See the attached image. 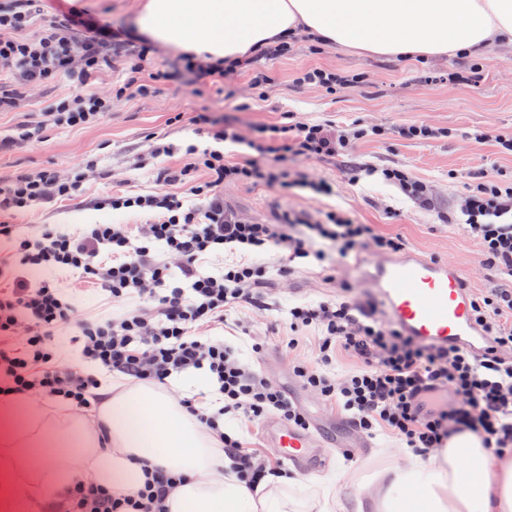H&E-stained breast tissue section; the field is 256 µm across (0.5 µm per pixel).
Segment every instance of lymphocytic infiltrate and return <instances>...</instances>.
I'll return each mask as SVG.
<instances>
[{"label": "lymphocytic infiltrate", "instance_id": "lymphocytic-infiltrate-1", "mask_svg": "<svg viewBox=\"0 0 512 512\" xmlns=\"http://www.w3.org/2000/svg\"><path fill=\"white\" fill-rule=\"evenodd\" d=\"M35 2L0 0V112L21 109L24 90L60 76L73 78L77 91L51 104L45 122L20 125L14 135L1 137L0 152L41 140L49 125L98 123L111 111L112 101L92 86L113 55L131 44L126 33L89 17L72 0H58L59 12L48 27L38 37L24 38L21 32L32 21ZM151 53L145 42L128 53L118 95L147 93L160 80V73L145 68ZM194 122L209 128V146L187 144L183 165L160 168L155 190L117 192L99 201L116 211L152 213L153 223L88 224L77 234L55 224L28 232L0 224V242L10 246L9 258L0 260V397L35 394L87 412L99 400L102 376L164 387L175 378L204 373L219 406L194 396L183 402L223 445L240 480L254 486L277 474L280 464L246 447L242 429L259 425L270 414L304 431L310 422L282 388L255 364L241 360L226 338L214 335L215 326L235 309H266L265 289L273 277L325 263L333 254L349 256L366 242L383 253L400 252L404 243L338 208L318 214L285 210L272 222L256 224L226 207L224 185L266 183L285 195L309 190L332 196V183L309 180L293 168V161L347 155L355 142L381 141L386 132L357 121L340 129L329 122H301L289 114L259 126L247 141L250 155L230 160L224 145L242 140L237 128L216 124L205 112ZM200 170L205 180L195 179ZM365 177L395 188L420 208L433 205L430 186L404 167H353V182ZM85 181L84 170L77 168L64 178L52 168L23 172L0 188V209L26 211L74 200L81 197ZM174 185L185 186L186 196L197 197V204L171 193ZM448 221L480 241L483 264L502 282L470 300L472 321L486 338L481 350L425 342L402 326L384 325L375 305H355L344 294L289 307L285 350L295 351L302 333L316 331L314 362L296 363L293 371L365 437L384 432L425 456L466 429L500 456L512 453V358L503 354L512 349V178L474 173ZM268 252L278 254V267L261 262ZM220 254L226 257L221 272L203 269V259ZM174 267L180 279L171 278ZM56 271L78 274L119 306V314L74 323L73 297L52 280ZM69 327L91 372L65 369L60 360L53 339ZM343 353L359 366L334 374L332 367ZM440 390L448 391L452 402L435 399ZM228 415L239 430L225 428ZM174 487V478L161 470L148 472L143 488L133 495L79 482L67 512H165Z\"/></svg>", "mask_w": 512, "mask_h": 512}]
</instances>
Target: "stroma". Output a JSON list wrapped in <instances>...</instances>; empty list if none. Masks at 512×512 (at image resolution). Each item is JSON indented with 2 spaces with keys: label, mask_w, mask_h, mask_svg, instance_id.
Instances as JSON below:
<instances>
[{
  "label": "stroma",
  "mask_w": 512,
  "mask_h": 512,
  "mask_svg": "<svg viewBox=\"0 0 512 512\" xmlns=\"http://www.w3.org/2000/svg\"><path fill=\"white\" fill-rule=\"evenodd\" d=\"M312 42L298 33L292 53L264 61L270 84L257 89L249 76L240 71L225 72L224 93L198 91L192 75L182 68L179 52L154 45L152 71L163 78L154 82L143 95L113 96L112 90L124 77V59L115 57L111 67L97 77L95 88L111 97L112 110L101 121L82 129L47 127L42 141L20 146L0 154V187L17 174L43 168L69 171L88 168L84 195L73 201L35 208L25 212L0 211V222L37 228L58 224L71 233L86 224H148L152 218L142 211L115 212L96 209L95 200L118 190L140 192L153 189L161 167L181 164L180 148L186 142L207 144L205 130L194 124L201 112L213 119L232 123L242 140L228 143L224 151L229 159L246 155V139L257 126L279 119L281 113L293 114L303 122L329 120L345 126L354 121L393 129L410 123L452 129L453 135L428 142L390 138L387 145L372 141L355 144L351 158H313L301 166L314 181L328 180L336 186L333 197H320L310 191L283 197L265 184L224 186L226 205L254 223H266L275 209L325 210L340 205L363 224L400 235L406 250L458 268L470 292L499 287L481 262V247L459 226L442 222L441 214L453 208L464 194L471 174L501 169L512 172V157L496 153L491 144H477L467 133L475 127L493 126L512 129V46L494 44L484 54L483 77L478 83L468 80L471 61L451 56L428 63L402 64L388 56H357L336 45L322 46L312 53ZM320 66L358 75L357 83L337 94L298 83V73ZM74 85L66 79L32 91L18 112H0V136L9 134L19 123L43 120L44 111L55 100L74 94ZM159 146L171 147V154L155 155ZM376 166L397 165L432 186L435 208L425 211L413 206L396 191L377 180L352 183L349 159ZM378 260L368 247H360L346 258L335 257L329 269H296L289 277L273 279L266 288L269 310L238 309L234 321L225 323L223 334L238 348L240 355L261 368L268 380L283 388L288 398L301 407L312 425H332L343 429L331 448L312 437L314 453L320 458L315 473L304 474L302 484L292 492L299 502H307L320 491L319 482L327 476L339 477L337 493L368 491L372 474L399 463L402 450L387 434L369 439L346 426L335 408L324 403L303 386L293 373L297 360L312 358L317 346L314 332L303 335L298 349L286 354L281 343L287 338L283 324L289 305L328 298L349 286L360 303L386 304L369 279V270ZM262 343L261 353H253V343Z\"/></svg>",
  "instance_id": "obj_1"
}]
</instances>
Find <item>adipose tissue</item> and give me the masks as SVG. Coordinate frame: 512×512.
I'll return each mask as SVG.
<instances>
[{"mask_svg":"<svg viewBox=\"0 0 512 512\" xmlns=\"http://www.w3.org/2000/svg\"><path fill=\"white\" fill-rule=\"evenodd\" d=\"M140 34L211 63L254 56L297 33L357 53L403 61L461 55L477 58L495 41L512 43V0H143ZM96 426L70 420L27 430L39 408L0 403V506L27 512L17 495L27 480L48 502L61 501L78 478L128 493L143 467L179 476L168 512H286L283 490L296 475L258 488L240 482L220 443L178 400L142 381L104 385ZM412 500L417 512H512V457H487L469 431L453 435L435 460L406 453L403 464L378 472L359 512H396Z\"/></svg>","mask_w":512,"mask_h":512,"instance_id":"1","label":"adipose tissue"}]
</instances>
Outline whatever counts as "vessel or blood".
Returning a JSON list of instances; mask_svg holds the SVG:
<instances>
[{
  "label": "vessel or blood",
  "mask_w": 512,
  "mask_h": 512,
  "mask_svg": "<svg viewBox=\"0 0 512 512\" xmlns=\"http://www.w3.org/2000/svg\"><path fill=\"white\" fill-rule=\"evenodd\" d=\"M371 278L386 296L395 321L421 340L481 346L469 296L455 267L418 254L390 255L374 266ZM272 437L285 459L303 470L314 469L304 432L283 422L273 429Z\"/></svg>",
  "instance_id": "1"
}]
</instances>
